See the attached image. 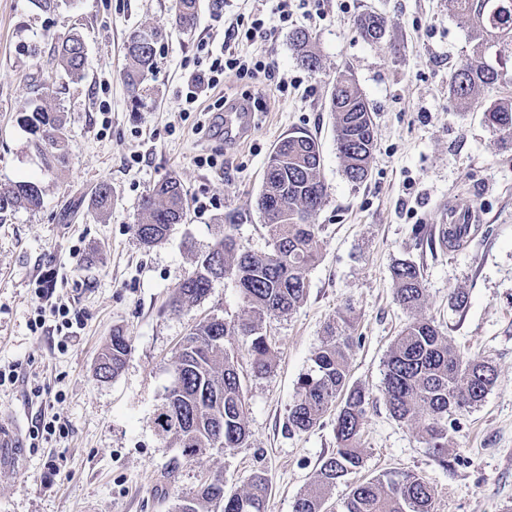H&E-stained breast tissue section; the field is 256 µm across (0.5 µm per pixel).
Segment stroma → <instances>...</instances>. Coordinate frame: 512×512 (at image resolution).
<instances>
[{"label": "stroma", "mask_w": 512, "mask_h": 512, "mask_svg": "<svg viewBox=\"0 0 512 512\" xmlns=\"http://www.w3.org/2000/svg\"><path fill=\"white\" fill-rule=\"evenodd\" d=\"M274 0H199L192 30L172 24L173 0H60L51 12L33 0H0V185L31 181L41 188L39 209H18L0 224V366H16L15 384L0 386V415L59 417L65 435L40 437L21 451L18 467H0V512H174L177 493L200 480L224 478L225 493L241 491L264 472L271 483L266 512H291L308 489L321 458L336 447L333 414L303 433L288 430L300 379L312 365L325 327L351 309L358 343L350 382L372 398L361 430L362 468L328 495L338 512L352 487L386 472H415L434 486L433 512H512V148L497 144L483 120L490 102L512 96V62L503 82L484 88L477 103L457 106L448 83L470 54L465 26L448 0H288L297 27L307 29L322 58L320 71L301 68L289 30L256 37L248 55L270 73L225 72V99H252L250 138L230 142L215 129H195L185 114L190 73L206 68L224 39L225 23L271 11ZM387 24L384 41L357 33L361 14ZM160 28L156 67L141 99L124 80V42L138 26ZM83 36L87 76L73 82L48 64L57 38ZM352 74L375 122L370 176L351 183L336 150L328 97L339 71ZM275 85L284 94H272ZM52 91L64 115L68 153L46 163L19 124L24 109ZM316 136L328 202L320 212L321 256L306 273L308 297L292 314L262 322L276 367L253 376L247 348L236 343L248 400L247 443L231 452L199 456L168 481L177 450L154 423L172 380L178 347L204 318L240 315L236 284L221 279L210 294L174 310L171 302L197 258L224 232L240 248L270 251L257 207L267 160L288 133ZM140 156L131 164V156ZM219 165L198 164V156ZM174 177L188 193L184 222L166 239L143 246L134 233L142 195ZM112 189L108 213L91 199L100 183ZM474 211L479 229L459 250L429 248L416 225L447 223L449 210ZM81 254H74L73 246ZM409 258L424 269L423 313L467 358L492 361L498 374L484 402L459 418L440 467L417 429L395 421L383 398L384 361L410 316L394 301L393 264ZM467 303L453 310V291ZM80 312L85 328L66 352L56 348L54 321L33 333L29 320L39 294ZM131 351L122 372L95 374L113 330ZM67 471L48 466L57 456Z\"/></svg>", "instance_id": "35a3bbf8"}]
</instances>
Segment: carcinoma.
<instances>
[{
    "instance_id": "obj_1",
    "label": "carcinoma",
    "mask_w": 512,
    "mask_h": 512,
    "mask_svg": "<svg viewBox=\"0 0 512 512\" xmlns=\"http://www.w3.org/2000/svg\"><path fill=\"white\" fill-rule=\"evenodd\" d=\"M454 14L466 26L473 43L471 54L453 70L450 96L461 106L471 104L481 88L499 80L501 72L486 59V52L499 47V54L512 55V0L493 10L494 0H449ZM197 15V0H176L175 22L190 30ZM358 32L367 42L385 36L382 17L367 13L358 20ZM159 28L144 25L134 31L126 44L128 61L123 73L126 85L140 88L154 66ZM290 43L299 64L309 71L322 68L308 31L292 32ZM86 44L72 33L54 46L55 61L73 81L86 77ZM334 119L336 146L347 179L364 182L370 169L375 140L372 111L352 75L336 76L329 95ZM484 122L502 146H512V98L489 103ZM22 126L33 137L46 163L61 161L67 150L64 118L49 99L25 111ZM268 163L257 205L272 241V250L257 255L240 249L230 233L215 245L218 251V278H229L239 288L243 314L217 323L206 318L184 338L175 360L179 382L165 391L155 414L158 435L170 440L178 450L168 477L203 452L220 448L231 451L248 440V403L237 368L235 351L226 345L234 339L247 346L252 373L256 377L275 367L274 348L261 331L266 316L290 315L306 300L305 271L319 259L322 240L317 214L327 203V189L320 177L321 152L316 139L301 131L288 134L275 146ZM111 187L102 183L92 198L93 209L102 214L111 205ZM42 191L31 181L0 188V221L18 208L37 209ZM187 194L181 182L168 177L157 182L138 203V224L134 232L150 247L163 240L174 224L183 221ZM469 225H439L430 241L446 250L463 245ZM206 253L195 270L183 281L172 307L180 309L206 297L213 280L201 275ZM394 300L412 316L394 340L385 360L383 394L391 416L417 426L433 460L448 467V435L457 430L456 416L478 407L497 382L493 364L485 359L466 358L438 330L434 321L422 314L424 305L423 268L414 261L400 260L391 270ZM356 345L352 336L350 309L338 313L324 330L312 358L311 372L299 382L288 415V430L307 432L329 411L336 412L337 448L324 457L310 489L297 495L292 512H324L329 492L363 465L360 431L370 395L350 384V359ZM130 352L123 331L116 329L106 343L96 375L115 378ZM270 482L262 472L250 476L240 493L224 495L221 479L198 486L192 495L177 496L176 512H265ZM433 486L411 472H388L356 484L343 501L340 512H432Z\"/></svg>"
}]
</instances>
